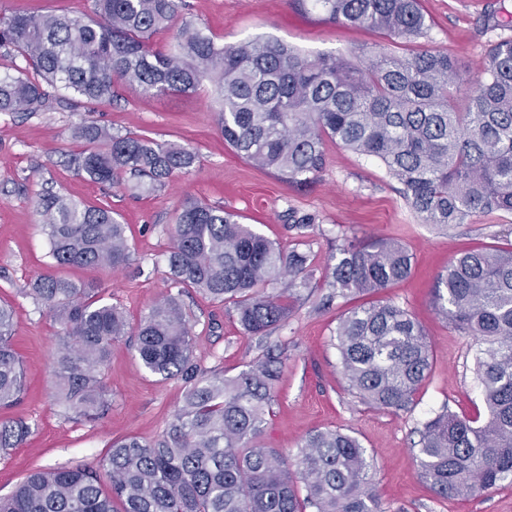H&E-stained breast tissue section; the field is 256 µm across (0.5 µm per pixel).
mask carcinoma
<instances>
[{"label": "carcinoma", "mask_w": 512, "mask_h": 512, "mask_svg": "<svg viewBox=\"0 0 512 512\" xmlns=\"http://www.w3.org/2000/svg\"><path fill=\"white\" fill-rule=\"evenodd\" d=\"M343 25L412 43L428 29L420 0H294ZM186 0H93V16L0 14V47L13 48L36 79L0 74V113L48 108L44 86L88 105L128 85L149 96L189 93L209 81L218 128L236 153L292 183L325 165V141L378 159L426 224L448 228L479 213L512 214V38L489 44L463 102L453 91L458 62L425 50L408 57L364 53L302 54L272 39L232 45L177 18ZM176 29L166 51L152 39ZM85 143L77 169L94 182L139 178L149 192L188 170L196 153L94 124L75 130ZM50 256L58 266L120 270L131 261L112 210L58 192L36 202ZM173 284L233 305L243 330L265 336L293 313L292 295L269 286L312 278L310 255L287 250L242 224L222 206L186 198L167 256ZM412 255L399 241L349 242L329 266L336 296L378 294L405 280ZM435 308L480 344L475 374L483 421L443 410L420 431L418 473L439 498L482 496L512 485V247L487 245L457 255L437 278ZM31 294L64 330L55 358L53 397L75 418L110 405L104 374L112 343L126 335L124 311L93 290L52 274ZM14 314L0 305V408L16 404L24 372L13 346ZM135 336L143 367L183 383V398L162 434L112 442L98 467L31 473L0 512H382L358 439L340 430L310 432L294 455L260 444L284 362L267 350L233 378L203 374L192 357L191 328L170 294L140 319ZM349 390L383 410L407 412L429 371L430 345L417 320L391 300L357 306L336 328ZM29 435L21 420L0 421V451ZM304 495H299V490Z\"/></svg>", "instance_id": "obj_1"}]
</instances>
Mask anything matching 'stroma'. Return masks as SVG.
Segmentation results:
<instances>
[{"label": "stroma", "mask_w": 512, "mask_h": 512, "mask_svg": "<svg viewBox=\"0 0 512 512\" xmlns=\"http://www.w3.org/2000/svg\"><path fill=\"white\" fill-rule=\"evenodd\" d=\"M187 2L188 20L224 44L274 38L305 54L342 55L357 63L366 46L381 45L399 56L440 50L458 59L465 87L476 78L488 44L512 38V0H421L430 26L414 43L331 23L318 10L296 8L292 0ZM492 5L499 24L487 29L483 19ZM49 98L52 106L45 112L0 113V304L14 311L13 343L26 372L21 400L0 408V420L21 418L31 428L19 448L0 456V497L10 496L36 470L97 466L115 439H154L182 396L180 380L145 371L136 338L128 335L113 343L104 374L109 408L91 421L67 414L51 396L62 330L29 293L34 280L50 273L91 285L103 302L120 306L133 325L155 300L179 292L194 335V360L207 374L230 378L267 350H282L284 364L261 443L294 453L310 431L350 433L371 457L382 512H512V486L475 498L435 496L420 480L415 458L419 431L436 413L447 409L473 418L483 411L473 370L478 344L436 312V278L466 249L512 245V215L480 213L471 223L439 230L410 209L380 162L332 141L316 178L305 185L287 182L225 143L207 82L195 92L160 98L121 85L112 101L93 107L54 89ZM91 123L154 143H179L195 151L198 162L152 192L96 183L73 162L81 149L73 131ZM47 189L118 213L127 226L129 265L119 271L54 266L36 212L37 196ZM189 196L240 214L243 223L284 248L310 253L314 274L306 285L294 287V312L283 326L265 336L247 334L230 305L192 288H174L167 255L176 211ZM305 218L313 224L303 229L299 223ZM383 238L399 240L414 258L411 275L383 296L417 319L431 346L429 376L405 413L371 407L347 390L332 339L341 315L364 298L326 300L325 275L337 249L350 241Z\"/></svg>", "instance_id": "1"}]
</instances>
